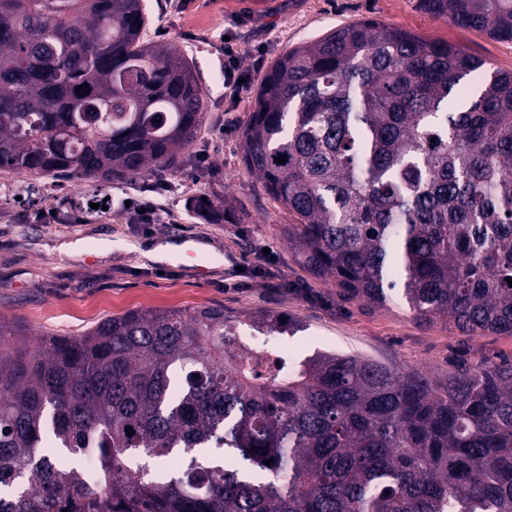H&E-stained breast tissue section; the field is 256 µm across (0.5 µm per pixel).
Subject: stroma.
<instances>
[{
  "instance_id": "35a3bbf8",
  "label": "stroma",
  "mask_w": 512,
  "mask_h": 512,
  "mask_svg": "<svg viewBox=\"0 0 512 512\" xmlns=\"http://www.w3.org/2000/svg\"><path fill=\"white\" fill-rule=\"evenodd\" d=\"M147 39L177 40L196 64L207 93L203 129L184 152L179 172L104 183L0 172V317L35 334L76 336L131 309L223 308L225 315L262 312L298 324L283 337L295 358L333 349L443 380L461 369L512 363V335L460 331L415 319L401 303L377 305L345 296L333 281L299 261L288 239L292 214L267 196L244 166L241 128L253 93L230 97L224 41L240 49L239 67L261 82L286 50L339 25L373 20L425 39L447 41L512 71V41L433 18L417 0H147ZM36 194H27L29 184ZM98 196L102 209H71ZM214 215L198 211L199 200ZM156 209V222L131 223L133 207ZM71 209L69 220L57 210ZM50 221H43V214ZM200 244L197 259L173 264L145 257L173 238ZM112 251L101 254V241ZM206 266L199 275L198 266Z\"/></svg>"
}]
</instances>
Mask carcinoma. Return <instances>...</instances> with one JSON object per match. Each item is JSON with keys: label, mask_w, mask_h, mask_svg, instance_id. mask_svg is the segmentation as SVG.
Instances as JSON below:
<instances>
[{"label": "carcinoma", "mask_w": 512, "mask_h": 512, "mask_svg": "<svg viewBox=\"0 0 512 512\" xmlns=\"http://www.w3.org/2000/svg\"><path fill=\"white\" fill-rule=\"evenodd\" d=\"M418 5L512 41V0ZM147 21L144 0H0V171L180 168L205 92ZM241 151L316 274L512 335V72L373 20L336 27L267 69ZM246 327L295 330L210 306L71 337L0 319V512H512V364L442 381L355 354L272 359L240 346ZM90 442L87 480L59 454Z\"/></svg>", "instance_id": "carcinoma-1"}]
</instances>
